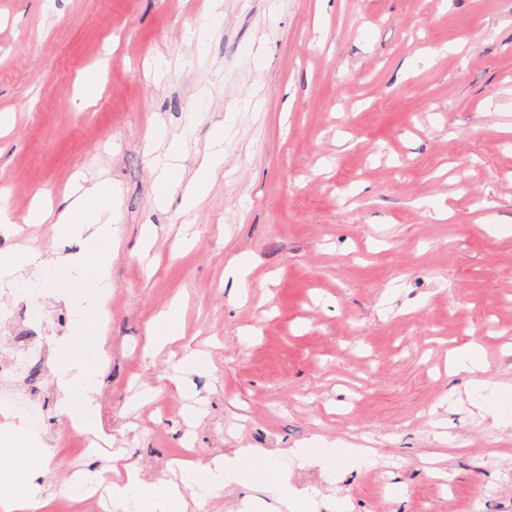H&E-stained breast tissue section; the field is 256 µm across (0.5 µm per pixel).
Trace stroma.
<instances>
[{"instance_id":"35a3bbf8","label":"stroma","mask_w":512,"mask_h":512,"mask_svg":"<svg viewBox=\"0 0 512 512\" xmlns=\"http://www.w3.org/2000/svg\"><path fill=\"white\" fill-rule=\"evenodd\" d=\"M0 0V187L21 221L0 249L74 255L81 238L23 219L63 210L75 175L110 178L122 220L102 338L100 416L150 481L185 446L205 463L317 440L334 470L289 459L299 512H512V430L494 428L448 373L479 343L486 378L512 385V0H223L200 61L184 40L209 0ZM172 63L155 76V56ZM102 67L77 111L78 78ZM193 172L215 126L224 165L192 211L155 202L148 134L183 133ZM447 205L448 219L434 207ZM154 232L142 249L144 227ZM246 265L239 294L228 264ZM181 301V335L147 352V329ZM33 371L52 448L43 483L67 498L90 451L59 412L53 348L76 305L41 292ZM204 372L168 380L186 352ZM154 388L144 401L140 393ZM448 442H440L439 432ZM369 444L376 467L346 447ZM436 458L435 479L424 461ZM212 512H286L236 479Z\"/></svg>"}]
</instances>
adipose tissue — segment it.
<instances>
[{"label":"adipose tissue","mask_w":512,"mask_h":512,"mask_svg":"<svg viewBox=\"0 0 512 512\" xmlns=\"http://www.w3.org/2000/svg\"><path fill=\"white\" fill-rule=\"evenodd\" d=\"M152 136L167 141L163 156L158 157L160 173L155 184V199L164 203L172 194L181 193L182 206L196 207L210 188L224 163V130L216 128L207 154L198 163L191 179H184L183 138H167L165 131L153 130ZM121 219L118 193L110 181L101 180L81 189L61 212L35 203L25 221L51 225L60 238H85L86 248L78 255L53 258L34 250H0V284L19 285L24 279L43 280L53 272L51 286L64 288L67 296L79 300L77 318L71 336L61 340L54 355L55 386L60 395L59 411L74 429L110 443V436L100 428L96 394L103 355L101 338L107 327V300L111 293L112 249L117 240L116 225ZM453 374L471 377L475 406L489 417L493 427L512 429V391L501 383L483 380L486 370L478 345L455 349L448 358ZM52 449L36 443L23 425L0 428V512H44L51 503L42 485ZM225 461L216 458L208 464L180 463L175 481L150 482L137 469L127 466L121 450L109 452L106 464L90 460L75 473L72 486L88 499L106 492L114 512H126L136 506L140 512H188L196 498L202 477H213L210 492L224 487Z\"/></svg>","instance_id":"adipose-tissue-1"}]
</instances>
